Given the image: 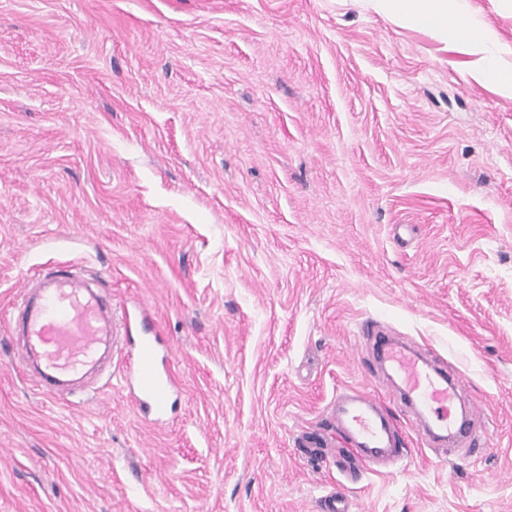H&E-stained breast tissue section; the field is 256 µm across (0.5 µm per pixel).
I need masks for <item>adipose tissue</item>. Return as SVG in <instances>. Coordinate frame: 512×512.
<instances>
[{
    "instance_id": "obj_1",
    "label": "adipose tissue",
    "mask_w": 512,
    "mask_h": 512,
    "mask_svg": "<svg viewBox=\"0 0 512 512\" xmlns=\"http://www.w3.org/2000/svg\"><path fill=\"white\" fill-rule=\"evenodd\" d=\"M461 0H373L377 9L413 25L432 29L448 40L449 50L470 56L466 71L475 82L493 86L504 97H512V80L506 78L507 64L493 56L488 45L492 30L480 28L475 35L460 34L455 20L462 17Z\"/></svg>"
}]
</instances>
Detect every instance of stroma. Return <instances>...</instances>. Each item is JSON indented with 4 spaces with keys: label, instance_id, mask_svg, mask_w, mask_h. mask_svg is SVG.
<instances>
[{
    "label": "stroma",
    "instance_id": "35a3bbf8",
    "mask_svg": "<svg viewBox=\"0 0 512 512\" xmlns=\"http://www.w3.org/2000/svg\"><path fill=\"white\" fill-rule=\"evenodd\" d=\"M512 62V7L464 0ZM370 0H0V512H512V99ZM65 263L155 318L181 396L141 421L130 348L64 398L8 328ZM375 322L460 375L474 447H434ZM408 455H311L337 392Z\"/></svg>",
    "mask_w": 512,
    "mask_h": 512
}]
</instances>
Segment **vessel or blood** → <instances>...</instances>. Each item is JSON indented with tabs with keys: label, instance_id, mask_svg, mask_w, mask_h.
<instances>
[{
	"label": "vessel or blood",
	"instance_id": "b4317fda",
	"mask_svg": "<svg viewBox=\"0 0 512 512\" xmlns=\"http://www.w3.org/2000/svg\"><path fill=\"white\" fill-rule=\"evenodd\" d=\"M11 322L24 339L27 355L42 366L37 382L43 394L56 395L59 386L93 365L101 344L111 336L115 315L101 294L92 290L72 266L51 269L38 291L21 296ZM374 346L383 362L400 377L402 399L416 408V422L427 438L468 441L477 433L478 420L463 413L459 422L448 419V406L464 390L457 375L430 372L413 351L391 339L376 337ZM170 354L161 353L154 334L138 337L123 373L139 414L153 423L164 422L178 387L170 375ZM330 420L359 468L370 470L381 458L400 459L401 429L380 399L363 391L340 392L331 406Z\"/></svg>",
	"mask_w": 512,
	"mask_h": 512
}]
</instances>
